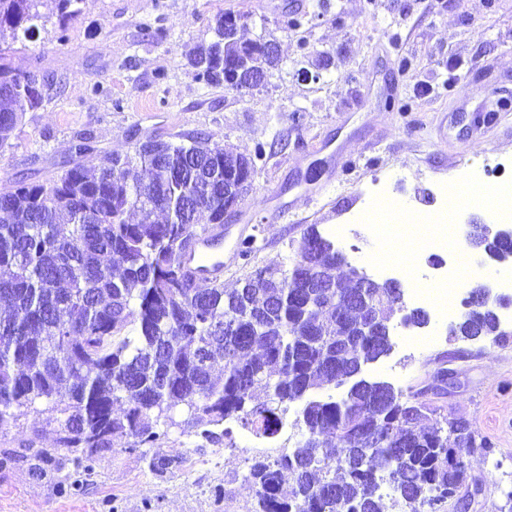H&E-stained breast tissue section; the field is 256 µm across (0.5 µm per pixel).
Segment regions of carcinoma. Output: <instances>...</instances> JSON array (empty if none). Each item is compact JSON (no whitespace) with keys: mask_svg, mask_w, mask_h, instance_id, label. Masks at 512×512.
<instances>
[{"mask_svg":"<svg viewBox=\"0 0 512 512\" xmlns=\"http://www.w3.org/2000/svg\"><path fill=\"white\" fill-rule=\"evenodd\" d=\"M43 2L0 0V149L42 101L7 54L36 28ZM214 31L188 56L198 80L224 83L226 54L252 73L277 65L242 51L251 42L226 35L224 15ZM262 154L226 150L204 133L185 144L149 138L92 171L76 164L47 183L0 190V429L43 402L59 445L81 451L77 466L88 470L117 436L153 445L174 427L219 444L229 423L270 435L302 400L304 439L248 465L254 512H384V478L409 512H437L462 486L464 457L493 447L444 413V389L406 397L387 381L376 394L362 387V365L391 346L395 289L378 282L363 304L355 280L336 275V240L315 224L290 267L258 268L231 290L197 284L181 266L186 244L224 223V178L243 162L255 169ZM473 246L492 259L512 253V238L480 224ZM458 336L495 343L506 333L475 307Z\"/></svg>","mask_w":512,"mask_h":512,"instance_id":"carcinoma-1","label":"carcinoma"}]
</instances>
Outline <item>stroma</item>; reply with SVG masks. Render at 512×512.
<instances>
[{
	"label": "stroma",
	"instance_id": "35a3bbf8",
	"mask_svg": "<svg viewBox=\"0 0 512 512\" xmlns=\"http://www.w3.org/2000/svg\"><path fill=\"white\" fill-rule=\"evenodd\" d=\"M73 8L64 20L54 6L42 8L36 38L8 54L44 87L0 150V188L48 181L76 161L96 166L149 136L176 142L203 132L248 156L263 147L250 190L224 219L231 227L249 219L245 233L226 236L225 250L249 237L257 251L225 267V287L257 268L290 265L307 226L326 233L344 224L352 265L378 281L386 278L379 261L407 265L399 279L413 288L447 252L425 243L410 253L395 228L374 234L356 220L364 202L383 193L410 212H431L443 187L472 167L512 159V0H75ZM227 11L245 15L241 36L272 38L279 48L278 66L244 94L199 81L187 61L190 49L214 41L215 18ZM297 15L307 19L298 29L289 24ZM451 59L463 63L455 78ZM393 73L399 94L388 99L381 88ZM423 85L430 93H420ZM489 98L509 108L478 123ZM358 99L364 106L352 111ZM81 133L95 149L78 157L70 147ZM324 140L344 156L331 182L315 151ZM273 193L290 205L287 218L272 217ZM448 326L434 314L417 330L421 342L396 388L411 394L448 367L446 412L469 421L495 454L468 458L464 486L480 493L441 512H498L512 491V338L465 342ZM430 328L439 342L425 343ZM58 438L57 423L34 411L0 431V512H250L255 501L244 479L255 450L242 432L232 451L175 429L151 447L117 437L80 474ZM37 448L51 457H34ZM155 457L168 469L150 470Z\"/></svg>",
	"mask_w": 512,
	"mask_h": 512
}]
</instances>
